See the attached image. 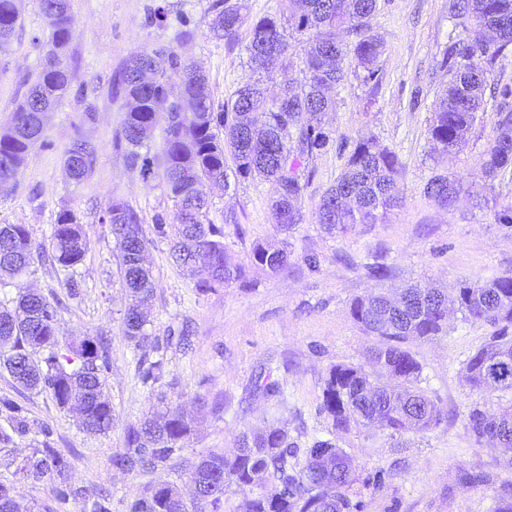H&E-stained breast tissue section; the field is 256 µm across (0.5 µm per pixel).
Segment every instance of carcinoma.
Here are the masks:
<instances>
[{
    "label": "carcinoma",
    "instance_id": "obj_1",
    "mask_svg": "<svg viewBox=\"0 0 512 512\" xmlns=\"http://www.w3.org/2000/svg\"><path fill=\"white\" fill-rule=\"evenodd\" d=\"M50 48L45 63L24 100L17 104L12 122L0 132V184L11 180L41 139L43 112L69 91L76 79L67 60L74 36L71 0H40ZM378 0H289L288 26L277 15L255 20L246 44L247 67L257 79H247L231 103L214 110L206 76L173 51L143 50L129 58L120 72L117 89L135 105L128 107L116 143L125 146L133 166L151 170V159L140 149L160 120H165L164 177L177 208V232L171 258L201 289H211L247 279L242 265H230L224 257L223 233L207 223L209 200L196 185L211 182L229 186L226 159L235 177L260 179L275 184L272 202L275 223L286 231L301 223L300 160L336 148L347 153L346 163L334 184L322 196L319 221L330 230L345 231L354 224H374L399 200L397 155L375 136L348 146L337 142L323 117L336 109L329 90L344 84V60L363 69V82L376 80L375 62L382 42L373 34L369 19ZM212 29L235 42L244 23L234 0H216ZM20 18L18 0H0V51L8 48ZM448 18L454 27L482 35L451 41L443 52L441 68L448 83L438 96L428 135L434 148L456 154L479 121L488 73L496 61L512 49V0H448ZM347 28L350 41L336 31ZM303 44L302 78L286 76L289 40ZM154 71L147 86L135 78L137 70ZM282 76L280 92L265 94L259 78ZM172 100L166 117L154 110L158 97ZM500 119L482 163V178L491 181L512 169V87L494 89ZM96 149L81 136L64 152L69 176L82 180L90 175ZM459 181L444 175L431 177L426 193L439 206L453 205ZM102 223L109 225L119 250L120 274L129 295L122 324L125 338L139 347L148 341L143 309L155 293V279L145 261L147 250L138 213L128 204L111 200ZM89 236L78 214L60 210L49 245H38L25 224L0 225V276L17 287L14 307L0 308V369L26 390L49 393L62 409H80L79 426L89 433H106L114 425V408L104 391V372L109 368L103 338L85 337L79 343H62L57 305L19 282L37 257L50 256L65 270L83 263ZM288 243L280 247L258 244L251 267L271 274L288 269ZM491 328L485 342L466 360L462 371L471 388L512 393V275L483 282H461L452 292L411 285L394 297L383 291L353 299L350 315L359 328L374 338L366 349V364H336L322 380L319 414L327 421L328 437L315 438L299 461V443L285 427L271 424L262 431L244 430L237 435L232 455L211 453L185 471L192 485L209 482L213 488L195 492L200 512H220L225 487L234 484L245 499V512H353L354 486L359 465L336 441V434L363 426L390 436L425 434L439 427L448 414L420 387L422 364L409 343L447 332L448 314ZM254 392L286 403L284 388L259 374ZM11 431L0 430V450L13 443L12 433L28 431L24 408L0 398ZM467 427L479 443L512 448V405L490 416L474 403ZM192 431L178 406H165L151 418L131 425L126 448L112 459L113 467L152 472L171 461L183 449ZM20 478L51 482L57 496H69L68 464L48 444L33 449L17 465ZM0 512H17L13 487L0 482ZM128 512H189L178 487L159 481L129 503Z\"/></svg>",
    "mask_w": 512,
    "mask_h": 512
}]
</instances>
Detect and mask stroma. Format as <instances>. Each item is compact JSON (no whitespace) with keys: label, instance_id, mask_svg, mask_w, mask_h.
<instances>
[{"label":"stroma","instance_id":"1","mask_svg":"<svg viewBox=\"0 0 512 512\" xmlns=\"http://www.w3.org/2000/svg\"><path fill=\"white\" fill-rule=\"evenodd\" d=\"M214 2L72 0L76 24L69 56L77 79L46 114L43 136L14 179L0 189V224L28 225L36 243H48L65 207L74 209L88 230V253L73 272L38 259L24 281L59 300L63 341L107 338L106 393L115 409L112 430L86 433L75 412L60 409L47 392L18 387L0 370V397L24 407L29 426L15 437L9 456L0 459V481L13 484L23 512H87L103 489L112 495V512H128L130 501L160 478L174 482L183 499L192 501L184 468L213 452L233 454L236 436L247 427L276 422L299 437L301 447H309L324 432L318 409L327 369L362 363L372 343L349 314L352 299L381 287L394 291L418 283L451 289L463 280L512 274V224L496 220L512 204V170L500 172L480 196L471 188L499 119L496 100H486L463 151L441 155L428 140L432 104L448 81L439 62L449 40L459 35L448 19V0H379L371 27L383 42L376 62L380 85L371 88L349 74L326 125L336 140L351 144L372 134L398 155L400 203L377 223L358 224L347 233L326 230L319 222V203L345 164L334 150L303 161L299 173L309 178L303 220L285 233L271 215L270 183L242 181L226 191L205 186L211 200L207 218L223 228L230 263L248 264L254 245L283 239L292 256L284 273L256 270L247 282L198 291L172 263L168 237L156 230L157 224L169 229L177 222L161 163L164 129L156 127L144 147L154 160L151 172L130 165L113 144L127 110L114 84L131 55L163 48L200 64L215 106H222L250 75L247 24L287 11L288 0H240L246 26L234 43L210 31ZM47 37L40 0H21L12 44L0 52V130L10 125L16 104L40 71ZM87 111L92 119H84ZM78 134L97 150L92 173L80 182L63 168V153ZM438 174L462 181L456 204L447 210L424 194L427 181ZM112 199L138 212L151 242L148 260L156 291L145 330L160 343L157 351L135 349L122 334L127 296L115 241L101 222ZM309 255L315 265L306 264ZM372 264L386 266L388 278L370 277ZM489 333V326L455 315L447 335L411 344L423 366V388L448 414L438 428L392 438L354 427L340 435L339 446L362 475L384 474L381 488L358 486L359 512H487L501 484L512 483V453L477 444L466 425L473 402L491 415L512 405L511 394L472 390L461 373ZM158 358L165 361L163 379L143 382V362ZM263 370L284 383L287 404L253 395V382ZM164 402L182 406L197 420L179 457L152 473L113 468V456L125 446L126 427ZM45 443L67 458L75 499L62 503L49 483L15 480L14 462ZM461 468L485 472L491 481L456 485Z\"/></svg>","mask_w":512,"mask_h":512}]
</instances>
